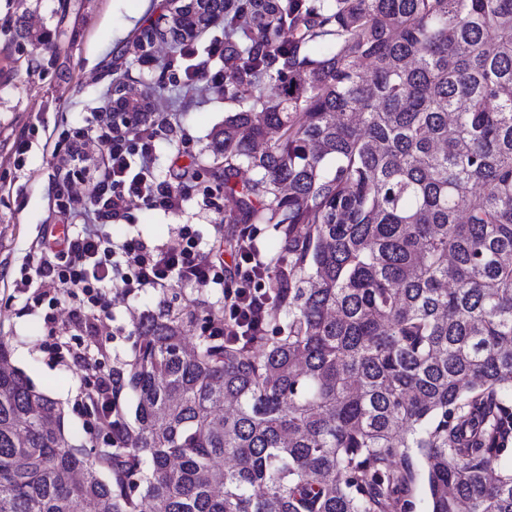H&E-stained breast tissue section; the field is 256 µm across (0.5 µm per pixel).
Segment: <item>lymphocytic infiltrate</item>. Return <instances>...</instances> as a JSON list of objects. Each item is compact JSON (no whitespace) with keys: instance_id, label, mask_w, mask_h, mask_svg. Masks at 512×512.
Segmentation results:
<instances>
[{"instance_id":"obj_1","label":"lymphocytic infiltrate","mask_w":512,"mask_h":512,"mask_svg":"<svg viewBox=\"0 0 512 512\" xmlns=\"http://www.w3.org/2000/svg\"><path fill=\"white\" fill-rule=\"evenodd\" d=\"M180 56L185 60L186 79L212 73L223 82V71H210L209 63L223 60L224 44L215 40L204 49L184 42ZM94 136L104 150L99 166H91L82 152L87 137L76 129L65 150L68 185L56 204L61 225H44L39 242L25 256L22 285H38L48 291H64L79 303L65 322L63 335L90 331L107 316L112 299L106 289L124 296L148 289L168 292L187 282L200 288L224 291V311L213 331L243 336L259 328L267 303L255 273L260 258L250 238L237 243L239 262L236 285L226 288L221 254H202L188 227H180L168 241L131 245L112 238L110 227L127 209L147 206L167 212L179 211L185 200L181 189L153 174L155 140L163 129H175L167 118L134 119L112 112L94 114Z\"/></svg>"}]
</instances>
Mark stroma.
I'll use <instances>...</instances> for the list:
<instances>
[{
  "instance_id": "obj_1",
  "label": "stroma",
  "mask_w": 512,
  "mask_h": 512,
  "mask_svg": "<svg viewBox=\"0 0 512 512\" xmlns=\"http://www.w3.org/2000/svg\"><path fill=\"white\" fill-rule=\"evenodd\" d=\"M169 12L168 0H0V332L10 339L13 364L64 403L66 429L77 446H92L101 435L79 397L85 371L71 350L103 345L108 359L100 371L108 373L131 343L135 317L157 310L161 296L147 291L113 298L108 334L64 340L50 334L47 319L66 316L67 296L48 300L37 289L14 287L26 252L42 225L54 222L57 197L65 189L60 163L51 155L55 144L91 123L115 85L150 92L158 117L179 120L172 139L156 145L157 178L168 179L170 158L183 139V164L198 163L205 174L180 211L132 207L113 223V238L163 243L186 224L207 250L233 230L224 221L233 200L216 189L218 167L206 145L239 105L210 79L173 80L167 68L173 57ZM22 138L29 148L19 170L16 143ZM206 186L216 190L213 202L203 200Z\"/></svg>"
}]
</instances>
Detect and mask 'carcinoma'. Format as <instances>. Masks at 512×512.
Instances as JSON below:
<instances>
[{
  "instance_id": "carcinoma-1",
  "label": "carcinoma",
  "mask_w": 512,
  "mask_h": 512,
  "mask_svg": "<svg viewBox=\"0 0 512 512\" xmlns=\"http://www.w3.org/2000/svg\"><path fill=\"white\" fill-rule=\"evenodd\" d=\"M224 22L209 150L227 224H269L268 312L137 317L103 441L0 334V512H512V0H197ZM230 465H224V462ZM414 466L418 472L417 480L412 488V500L415 503V512H429L430 502L424 477V469L420 457H414Z\"/></svg>"
}]
</instances>
